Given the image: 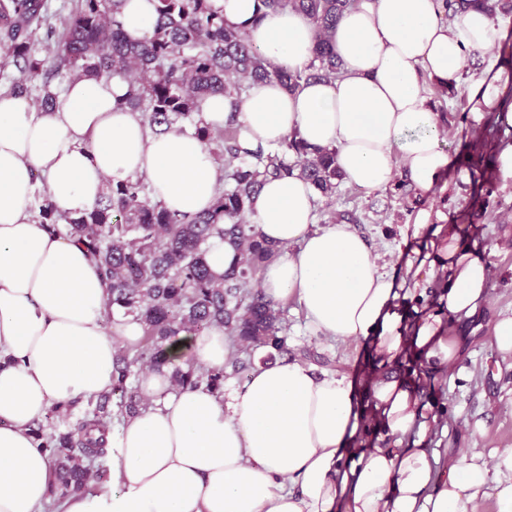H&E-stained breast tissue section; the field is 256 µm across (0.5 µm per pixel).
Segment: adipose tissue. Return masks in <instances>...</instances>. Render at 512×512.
<instances>
[{
	"label": "adipose tissue",
	"instance_id": "1",
	"mask_svg": "<svg viewBox=\"0 0 512 512\" xmlns=\"http://www.w3.org/2000/svg\"><path fill=\"white\" fill-rule=\"evenodd\" d=\"M211 5L274 66L299 71L312 62L319 34L302 13L261 0ZM155 19L154 0H125L118 16L134 41ZM504 36L503 22L478 7L450 26L442 0H357L333 35L341 77L293 92L262 83L236 107L215 95L202 118L220 129L235 117L249 150L278 149L292 135L335 150L343 180L363 188L386 187L403 166L427 190L450 157L425 82H456L466 51L490 50ZM507 84L499 71L480 80L468 93L471 112L498 107L499 122L512 126V105L501 104ZM127 90L118 78L74 79L51 109L0 93V512H41L48 498L50 461L30 424L57 403L108 391L119 345L142 337L130 319L107 324L108 291L87 249L32 217L34 174L45 177L55 208L71 215L91 211L107 184L137 175L171 211L192 216L214 202L221 172L207 147L176 129L149 134L118 107ZM318 196L296 175L263 179L252 220L281 252L264 265L261 288L276 302L296 299L314 333L343 341L374 333L396 357L404 320L394 281L351 225L315 228ZM488 278L479 253L449 240L441 294L449 315L473 316L487 300ZM413 342L445 363L459 353L437 317L417 327ZM168 354L176 366L215 369L230 350L223 328L212 326L179 336ZM140 387L148 407L105 434L110 484L68 496L59 512H480L487 497L496 512H512L511 449L489 463L452 464L441 479L435 453L401 447L410 428H428L405 381L374 383L371 402L391 441L357 454L362 402L353 383L296 360L257 362L221 397L174 387L165 370L144 373Z\"/></svg>",
	"mask_w": 512,
	"mask_h": 512
}]
</instances>
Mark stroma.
I'll return each mask as SVG.
<instances>
[{"label":"stroma","instance_id":"obj_1","mask_svg":"<svg viewBox=\"0 0 512 512\" xmlns=\"http://www.w3.org/2000/svg\"><path fill=\"white\" fill-rule=\"evenodd\" d=\"M498 17L507 25L505 37L488 52L467 54L459 88L426 83L440 115V145L451 159L433 187L417 188L401 167L382 189L340 183L335 195L319 198L316 209L317 226L348 224L369 243L376 264L402 290L401 308L411 328L446 312L439 295L448 281L449 238L483 253L488 303L475 316L449 323L464 347L462 358L451 366L429 361L406 343L390 362L373 338L334 342L313 335L295 300L279 305L289 357L316 372L346 376L362 395L386 376L414 386L420 404L430 405L437 420L426 435L409 431L403 445L418 440L437 450L443 472L472 454L489 462L512 448V357L496 350L493 334L497 320L512 317V173L499 161L501 151L512 146V130L491 112L475 118L465 92L489 68L512 74V10Z\"/></svg>","mask_w":512,"mask_h":512}]
</instances>
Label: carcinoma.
I'll use <instances>...</instances> for the list:
<instances>
[{
	"label": "carcinoma",
	"mask_w": 512,
	"mask_h": 512,
	"mask_svg": "<svg viewBox=\"0 0 512 512\" xmlns=\"http://www.w3.org/2000/svg\"><path fill=\"white\" fill-rule=\"evenodd\" d=\"M356 0H262L264 7L291 8L315 26L320 40L313 63L303 72L275 67L254 48L248 34L224 22L209 0H157L151 33L141 41L126 38L117 20L124 0H76L70 13L53 26L46 0H0V71L18 76L7 92L25 95L44 108L59 103L66 82L82 77H119L128 92L119 105L139 114L154 135L176 128L206 143L224 169L223 187L214 205L194 216L168 211L151 197L145 178L110 184L89 212L69 217L56 213L50 201L36 198L38 221L52 232L83 244L94 257L109 291L107 309L139 322L144 341L132 355L120 353L113 364L112 389L84 411L74 429L36 423L30 426L38 447L47 453L55 475L53 502L87 490L107 470L95 462L105 456L90 436L91 427H108L101 412L117 399V423L146 406L136 383L145 370L169 365L167 346L184 333L221 326L248 353L254 344L282 347L277 304L252 289V280L281 249L260 237L250 221L253 195L261 179L295 172L323 197H331L341 181L334 151L311 150L293 137L275 151H248L237 141L234 117L224 128L204 124L201 110L213 95L238 104L249 89L275 81L294 91L310 80L334 79L342 64L331 38L345 11ZM481 3L493 11L496 0H443L448 16L463 5ZM58 32L54 65L36 50L42 28ZM295 161L287 163L283 155ZM219 236L237 256L221 276L206 261L208 241ZM177 387L204 385L224 391V370L199 371L190 366L171 372Z\"/></svg>",
	"instance_id": "cac0c4a2"
}]
</instances>
